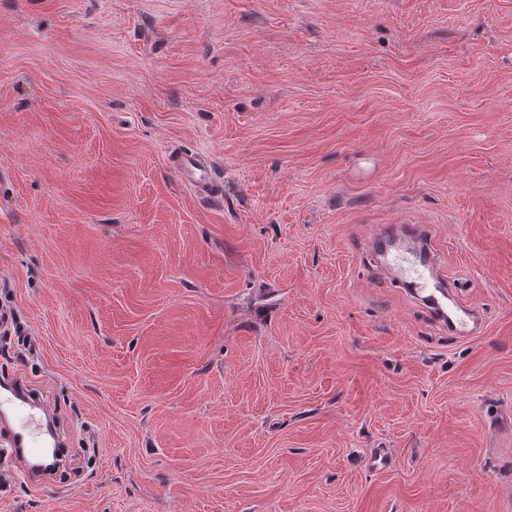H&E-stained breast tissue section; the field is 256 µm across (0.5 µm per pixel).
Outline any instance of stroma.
I'll return each instance as SVG.
<instances>
[{
	"instance_id": "35a3bbf8",
	"label": "stroma",
	"mask_w": 512,
	"mask_h": 512,
	"mask_svg": "<svg viewBox=\"0 0 512 512\" xmlns=\"http://www.w3.org/2000/svg\"><path fill=\"white\" fill-rule=\"evenodd\" d=\"M2 175L0 374L67 454L0 512H512V0H0ZM171 165L182 183L196 193L208 199H215L220 195L221 187L212 166L198 154H175L171 158ZM407 232L413 234L418 242L414 246L415 252L398 246L384 251L382 268L385 274L408 288L412 296L437 321L445 326L448 324V330L455 336L468 338L476 335L485 322L482 308L463 305L449 289L447 291L438 267L437 255L421 225H390L385 235L376 241V245L388 236ZM0 331L3 337L6 339L8 337L9 339H11L12 333H14L17 336V338L19 337V339H29L27 348L28 353L32 352L33 349H35L31 337L25 336L26 330L24 325H22L20 321L17 319L14 311L10 307H7L6 305L4 306L3 304L0 305Z\"/></svg>"
}]
</instances>
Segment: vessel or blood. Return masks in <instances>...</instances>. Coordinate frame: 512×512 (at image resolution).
<instances>
[{
	"label": "vessel or blood",
	"mask_w": 512,
	"mask_h": 512,
	"mask_svg": "<svg viewBox=\"0 0 512 512\" xmlns=\"http://www.w3.org/2000/svg\"><path fill=\"white\" fill-rule=\"evenodd\" d=\"M171 164L182 183L201 196L214 199L220 184L212 166L192 152L175 154ZM411 233L417 240L414 251L393 247L383 253L385 274L408 288L437 321L447 325L455 336L467 338L483 327L485 317L477 306H466L447 291L438 267L437 255L421 225L393 224L388 235ZM48 409L28 390L15 382L0 386V458L25 466L28 475H35L33 459L39 458L45 446L44 426Z\"/></svg>",
	"instance_id": "vessel-or-blood-1"
}]
</instances>
